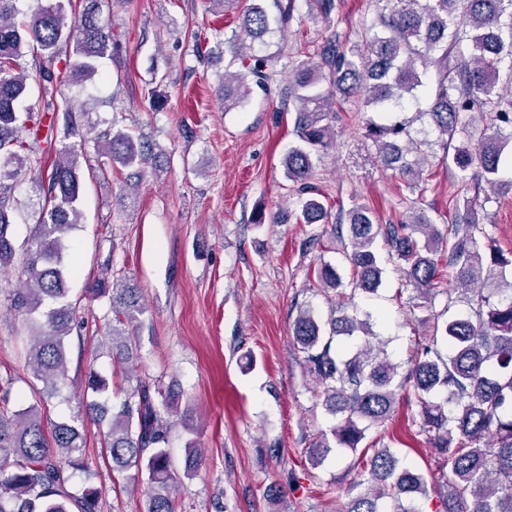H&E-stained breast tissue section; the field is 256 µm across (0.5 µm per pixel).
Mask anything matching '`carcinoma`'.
<instances>
[{"label": "carcinoma", "mask_w": 512, "mask_h": 512, "mask_svg": "<svg viewBox=\"0 0 512 512\" xmlns=\"http://www.w3.org/2000/svg\"><path fill=\"white\" fill-rule=\"evenodd\" d=\"M18 0H0V267L13 262L16 245L10 209L15 201L11 180L24 171L39 170L41 159L30 154L20 136L26 122L38 128L43 117L29 112L21 120L17 107L30 75L20 59L27 47L37 49L36 78L42 86L43 111L66 112L64 138L79 135L72 108L60 105L62 88L85 85L98 74V60L121 50L112 28L100 17L101 0H46L25 12ZM382 4L373 35L365 44L344 48L331 39L319 60L298 61L288 70V111L294 113L298 143L283 159L285 177L296 184L297 203L306 224L326 223L330 212L312 183V152L327 146L331 99L357 96L385 122L369 121L364 137L388 168L408 177L416 188L425 181L426 138L412 134L413 121L404 117L405 103L422 95L429 106L416 112L427 118L450 160L471 178L494 187L504 167L512 165V93L501 87V64L509 62L512 83V0H377ZM466 4V25L458 22L456 5ZM277 16L260 6L247 10L244 37L233 36L242 71L224 70V110L238 107L250 95L247 78L268 86L279 71L276 60L244 52V38L263 40L288 26L295 0H275ZM277 27H272V24ZM72 51L61 56V49ZM440 72L435 86L424 76L429 67ZM482 124V136L458 144L454 136L462 114ZM99 170L119 165L143 166L154 146L115 125L99 136ZM82 141L66 143L39 188L44 203L34 226L24 262L26 282L12 299L13 310L26 317L30 330L28 365L41 383L40 399L59 393L67 378L66 338L72 331L75 306L69 298L67 233L79 223L81 188L79 158ZM473 200L456 203L455 223L443 229L425 216L412 214L396 224H379L370 209L355 203L346 223L335 225L336 238L348 249L352 267L343 281L336 267L318 270L319 282L336 293L327 319L308 307L299 311L293 335L307 372L323 387V406L334 419L330 434L308 449L313 469L325 464L333 449L356 450L367 432L391 415L396 397L405 391L419 408V432L431 443L441 468L447 470L452 507L448 512H512V259L486 245L485 225L472 217ZM383 239L391 255L403 263L405 284L418 297L432 300L440 265L454 270L445 290L443 312L432 345L422 348L402 374L387 351L388 341L372 330V316L358 313L355 297L374 294L383 269L376 250ZM90 293L112 294V359H132L129 328L143 314L139 288L109 289L104 279ZM459 302L467 314H450ZM352 313L338 315L345 309ZM85 388L92 395L87 413L108 422L104 447L112 470L146 473L148 512H174L172 494L177 477L167 451L170 417L177 412L175 393L162 392L143 379L125 395L118 409L108 410L109 383L88 370ZM11 379L0 380V512H99L98 489L86 486L78 495L66 484L69 469L78 467L84 451L82 427L75 423L45 424L35 404L12 409ZM364 490L349 498L343 512H420L418 500L428 493L424 476L404 466L387 448L369 460L352 488Z\"/></svg>", "instance_id": "obj_1"}]
</instances>
